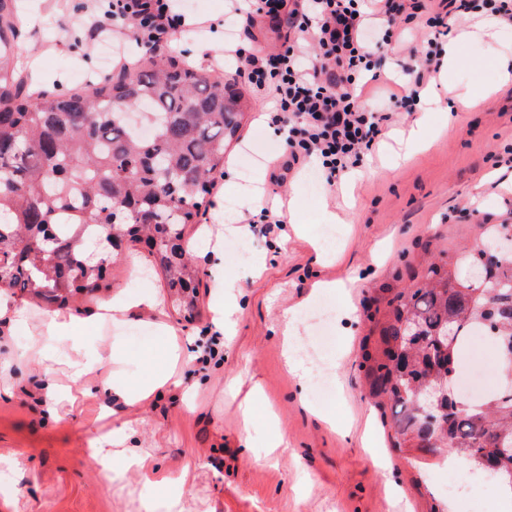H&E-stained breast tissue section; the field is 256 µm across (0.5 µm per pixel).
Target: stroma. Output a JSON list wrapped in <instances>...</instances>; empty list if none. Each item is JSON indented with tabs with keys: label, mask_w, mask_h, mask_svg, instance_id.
Instances as JSON below:
<instances>
[{
	"label": "stroma",
	"mask_w": 512,
	"mask_h": 512,
	"mask_svg": "<svg viewBox=\"0 0 512 512\" xmlns=\"http://www.w3.org/2000/svg\"><path fill=\"white\" fill-rule=\"evenodd\" d=\"M23 54L18 67L36 58L57 75L56 91L66 94L81 86L86 75L103 78L111 71L103 48L111 34L90 39L86 29L71 26L72 18L93 21L109 0H23ZM187 20L205 19L213 32L178 34L176 51L195 60V46L206 41L214 50L203 68L233 77L248 108L240 128L225 147L224 166L232 170L233 186L217 182L215 195L236 202L242 213L245 193L241 159L259 151L258 166L266 173L269 202L289 204L299 215L304 233L285 224L275 236L250 234L251 248L265 257L253 267L237 254L240 239L224 235L214 218L205 225L210 239L220 241L222 259L208 255L206 245L193 251L200 272L197 312L185 317L174 307L161 272L146 266L147 252L117 261L112 286L83 296L78 310L90 311L114 296L149 292L158 311H135L129 324L113 334L111 321L88 328L83 347L100 354L119 340L128 358L126 376L138 381L162 365L156 321L175 328L180 340L205 341L213 327L217 280L235 283L238 300L235 336L221 344L207 369H199L186 353L178 391L156 395L136 407L111 402L101 388L111 372L103 365L73 385L75 403L59 401L57 418L34 411L33 385L63 378L71 355L68 344L42 336L40 325L51 310L29 296L13 297L29 314L16 326L9 351L33 344L48 354L45 363L27 361L0 366V383L12 386L0 394V456L23 458L26 468L12 474L16 492L0 494V512H138L140 478L131 475L124 489L107 488L89 458L88 440L105 406L113 423L129 422L127 447L152 456L158 475L186 473L184 489L191 512H438L448 494V465L430 453L408 456L391 446V410L373 396L369 366L381 358L380 332L387 302L414 287V273L433 257H457L478 242L485 225H512V86L499 82L497 58L512 52V40L488 37L463 44V67L437 74L429 93L447 97L449 89L495 87L493 96L468 112L440 107L430 115L431 142L423 151L392 168L381 167L383 149L398 150L394 136L408 129L415 112L398 115L364 158L363 177L353 192L343 183L306 193L308 176L319 175L312 163L287 171L276 159H287L278 128L269 124V99L237 76L235 61L224 54V0H195ZM342 219L335 260L314 249L321 239L324 211ZM319 280L343 282L346 292L313 293ZM302 308L298 342L302 357L313 362L331 384L299 391L286 365L281 337L286 310ZM258 395L261 408L271 410L284 436L282 448L267 453L268 425L262 416L244 420L241 406ZM373 433L386 458L377 465L365 439Z\"/></svg>",
	"instance_id": "obj_1"
}]
</instances>
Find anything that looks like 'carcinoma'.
Here are the masks:
<instances>
[{
	"label": "carcinoma",
	"instance_id": "obj_1",
	"mask_svg": "<svg viewBox=\"0 0 512 512\" xmlns=\"http://www.w3.org/2000/svg\"><path fill=\"white\" fill-rule=\"evenodd\" d=\"M17 15L18 0H0V279L61 308L110 287L112 264L143 243L173 305L194 315L198 271L186 231L224 173V142L240 116L226 105L234 86L145 57L110 82L33 99L16 66ZM503 239L488 226L484 249L429 264L422 285L389 300L383 360L370 376L395 407L393 447L406 452L411 435L438 433L440 447L512 488L511 382L476 405L444 395L433 429L410 401L414 388L451 386L476 324L512 355V253ZM460 263L474 278L458 277Z\"/></svg>",
	"mask_w": 512,
	"mask_h": 512
}]
</instances>
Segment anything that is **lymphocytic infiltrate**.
Segmentation results:
<instances>
[{"label": "lymphocytic infiltrate", "mask_w": 512, "mask_h": 512, "mask_svg": "<svg viewBox=\"0 0 512 512\" xmlns=\"http://www.w3.org/2000/svg\"><path fill=\"white\" fill-rule=\"evenodd\" d=\"M483 9L512 22V0H224V25L249 34L256 18L286 20L288 35L280 51L244 54L225 44L240 65L238 74L272 102L271 120L288 130L292 163L315 160L327 185L362 163L391 119L367 110L375 101L411 108L438 72L440 39L450 19ZM427 14V46L413 82L385 71L369 52L373 38L391 44L402 22ZM185 18L178 0H112L110 10L89 29L90 36L111 32L112 40L135 41L144 53L166 56Z\"/></svg>", "instance_id": "obj_1"}]
</instances>
